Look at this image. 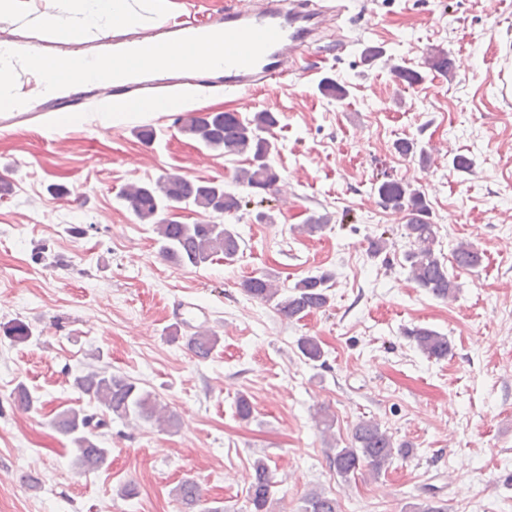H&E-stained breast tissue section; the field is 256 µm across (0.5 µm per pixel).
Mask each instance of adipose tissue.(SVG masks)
Here are the masks:
<instances>
[{
	"instance_id": "obj_1",
	"label": "adipose tissue",
	"mask_w": 512,
	"mask_h": 512,
	"mask_svg": "<svg viewBox=\"0 0 512 512\" xmlns=\"http://www.w3.org/2000/svg\"><path fill=\"white\" fill-rule=\"evenodd\" d=\"M77 3L74 22L63 24L46 19L39 25L41 33L56 41H77L114 27L139 23L142 19L130 0H77ZM198 58L197 50L185 45L138 43L117 56L103 59L101 70L120 82L171 63L191 65Z\"/></svg>"
}]
</instances>
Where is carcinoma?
<instances>
[{
  "label": "carcinoma",
  "mask_w": 512,
  "mask_h": 512,
  "mask_svg": "<svg viewBox=\"0 0 512 512\" xmlns=\"http://www.w3.org/2000/svg\"><path fill=\"white\" fill-rule=\"evenodd\" d=\"M277 124V115L268 111L256 112L250 119H243L234 112H216L205 118L197 115L184 118L182 131L209 149L221 150L226 155L249 156V167L239 170L236 179L249 188L266 191L273 189L280 180L271 162L273 145L264 136ZM377 193L385 207L407 213L405 237L413 246L406 254L410 279L438 299L455 297L459 285L436 253V225L424 193L409 183L396 180L382 181ZM122 199L140 221L155 225L160 255L178 265L199 267L218 255L233 261L241 250V238L228 224H185L161 217L164 211L176 205L225 215L238 211L240 197L225 191L221 184L172 174L154 182L133 184L123 191ZM452 259L463 269H475L482 264L481 252L462 241L452 250ZM333 278L330 272L308 276L283 294L274 284L272 274L260 272L246 280L244 291L254 299L275 303L277 311L289 319L300 318L328 305ZM408 336L429 358L442 359L452 351L448 337L429 327L415 326L408 330ZM218 341L214 333L202 330L190 337L189 346L198 357L206 358ZM298 349L309 362H319L324 356L320 343L312 336L301 337ZM74 386L96 401L103 411V417L98 419L81 409L71 408L54 420L55 427L69 439L76 452L77 463L84 468H98L107 462L109 450L100 447L95 430L108 425V420L114 417L160 426L175 424L174 415L151 392L124 376L90 371L76 377ZM408 454L409 447L395 442L380 424L363 421L354 428L350 442L335 449L331 463L336 473L346 479L363 466L378 474L395 457ZM253 469L248 488L251 512H269L273 496L269 467L265 460L257 459ZM175 495L188 509L201 502L200 489L191 480L182 481ZM300 512H340V505L335 498L314 490L303 498Z\"/></svg>",
  "instance_id": "obj_1"
}]
</instances>
